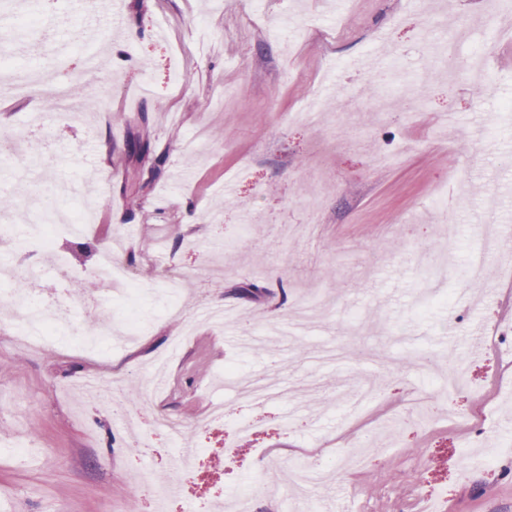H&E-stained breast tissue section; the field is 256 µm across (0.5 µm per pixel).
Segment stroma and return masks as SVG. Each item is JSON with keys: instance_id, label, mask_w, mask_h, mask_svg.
<instances>
[{"instance_id": "35a3bbf8", "label": "stroma", "mask_w": 512, "mask_h": 512, "mask_svg": "<svg viewBox=\"0 0 512 512\" xmlns=\"http://www.w3.org/2000/svg\"><path fill=\"white\" fill-rule=\"evenodd\" d=\"M124 0L116 43L99 49L102 72L85 68L83 26L110 16L81 0H0L12 17L0 33L11 65L37 67L106 97L77 115L46 111L49 90L0 98V138L39 116L48 136L27 139L17 159H0V197L13 223L40 224L41 209L87 211L81 236H54L51 264L69 268L57 293L36 291L69 335L41 350L15 341L0 302V512H157L131 475L181 477L167 512H228L243 491L251 512H418L422 486L446 487V512H512V396L490 382L512 379V354L494 362L472 345L474 330L512 327V42L494 36L485 0ZM446 13L462 35L454 62L437 58L434 24ZM382 34L396 79L375 85L353 60ZM489 62L493 92L464 77L470 52ZM355 93L354 112L328 103L310 122L291 112L323 95L324 81ZM482 118L481 174L461 195L472 157L468 132ZM150 144L146 157L129 143ZM142 174L144 187L132 175ZM45 195L32 205L28 182ZM204 215L183 224L180 198ZM311 224L319 234L291 236ZM140 290L126 297L96 275L98 253L118 232ZM488 269L481 285L464 270L474 250ZM181 282L177 322L162 312L166 281ZM257 285L250 297L238 291ZM451 298V306L438 297ZM97 301L80 309L79 301ZM112 333L94 332L97 310ZM182 345L165 386L149 393L154 361ZM465 362L483 398L462 393L456 409L480 420L488 445L510 456L471 467L452 482L469 435L464 421L428 428L398 424L370 440V466L296 490L297 463L333 468L332 445L359 440L373 422L352 401L356 385L395 411L428 387L422 366ZM235 361L237 374L225 378ZM279 374L301 397L250 405L249 383ZM110 381L100 401L86 380ZM224 420L194 421L211 400ZM164 416L184 426L182 442L153 430ZM257 431L235 439L241 422ZM196 448L194 463L180 444Z\"/></svg>"}]
</instances>
